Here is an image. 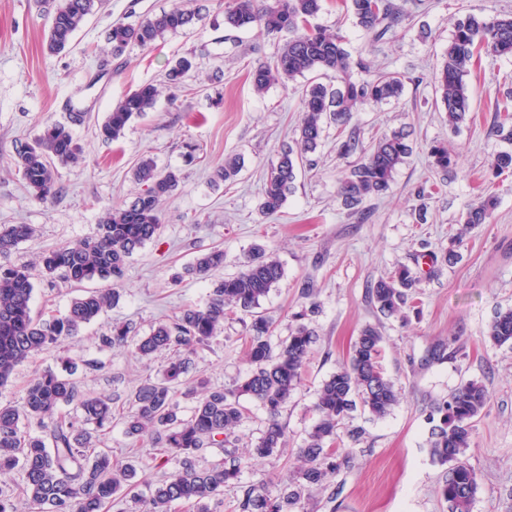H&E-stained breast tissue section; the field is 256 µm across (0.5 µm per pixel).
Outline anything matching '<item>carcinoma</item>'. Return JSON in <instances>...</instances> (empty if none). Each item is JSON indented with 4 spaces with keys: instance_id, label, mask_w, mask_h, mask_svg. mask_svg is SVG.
I'll return each mask as SVG.
<instances>
[{
    "instance_id": "1",
    "label": "carcinoma",
    "mask_w": 512,
    "mask_h": 512,
    "mask_svg": "<svg viewBox=\"0 0 512 512\" xmlns=\"http://www.w3.org/2000/svg\"><path fill=\"white\" fill-rule=\"evenodd\" d=\"M47 5L49 34L46 48L58 54L70 45L86 18L104 6L105 0H41ZM322 0H223L224 26L230 30H255L267 38L283 40L270 62H261L252 71L258 93L273 85L288 83L310 72H318L328 82L311 81L301 92L302 116L295 137L278 151L263 177L258 211L264 216L278 213L295 190L297 170L315 166L313 155L322 143L326 128L334 125L342 136L337 152L363 159L351 166L340 181L338 195L344 205L358 210L364 201L390 189L397 170L412 155L409 134L402 130L384 132L368 146L360 135L347 130L354 114L370 103L399 99L405 77L397 72L374 70L368 60L354 58L335 32L312 24ZM357 25L377 39L384 38L400 18L393 0H350ZM198 13L183 2L136 23L118 22L108 31L112 55L127 47H148L166 32L190 27ZM485 50L496 55H512V16L481 17L468 14L457 20L444 60L434 76L440 101L447 112L448 128L457 130L470 110L465 77L474 57ZM196 68L195 57H180L167 69L164 88L186 89L189 73ZM359 73L364 78H356ZM161 88L153 83L139 86L121 99L99 125L105 142L124 135L132 121L154 108ZM501 113L498 131L512 138V96L495 104ZM67 121L44 126L31 143L15 149L16 165L34 197L47 201L62 193L55 178L56 165L74 164L80 148L72 126L85 120L82 112L66 113ZM434 169L448 175L457 165L448 146H431ZM244 167L238 154L224 159L214 172L216 184L233 181ZM135 180L144 186L129 202L108 210L96 234L75 245L46 250L40 258L41 272L49 279L60 278L74 288L103 280L117 282L130 258L153 240L161 227L160 204L179 187L178 168H158L152 157L138 163ZM496 206V198L486 196L470 205L461 216L465 224H484ZM30 224L0 225V256L5 257L21 242L32 237ZM224 267V250L214 247L195 256L175 273L174 280H208L210 294L205 305L187 307L179 315L151 326L141 336L127 322L116 323L98 336L102 349H122L129 345L142 359L151 360L165 351L172 354L160 376L143 380L128 400L127 410L116 413L117 399L83 393L73 375L77 365L60 374L51 368L32 378L24 388L21 406L0 405V475L19 470L22 493L35 512H109L112 503L137 486L133 463L112 464L97 450L102 438L118 420L126 437L148 440L162 451L166 460L178 464L176 474L160 482L149 497L135 495L141 512H170L171 504L187 502L195 512H211V503L224 495V486L238 480L242 458L227 453V459L201 464L209 448H234L236 431L246 413L243 400L259 403L266 413L263 429L252 455L269 457L288 442V429L281 413L302 383L307 358L317 340L316 331L302 323L305 313L288 338L279 345L271 341L272 323L256 312L261 301L279 287L285 277L283 265L265 247L256 245L241 269L216 278ZM417 278L399 267L370 285L373 307L385 317H403L413 304ZM34 291L32 268L0 263V388L6 386L16 367L54 347L60 340L79 335L107 309L118 304L115 288L88 289L74 298L63 314L42 318L31 308ZM251 317L247 325V360L250 371L231 388L212 387L204 377L188 381L187 375L198 350L210 346L224 334V321L232 315ZM497 345L512 344V309L501 311L487 330ZM382 340L378 329L365 326L357 336L348 358L317 394L313 425L297 449L291 481L280 495L272 497L255 488L242 490L234 508L239 512H297L302 500L336 470L338 430L356 409L373 417L387 415L398 403L395 382L382 366ZM192 400L189 413L181 410L178 397ZM486 387L469 381L438 405L440 424L430 430V455L441 464H451L442 496L450 512H472L478 477L463 456L470 447L473 420L488 402Z\"/></svg>"
}]
</instances>
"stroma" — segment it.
Wrapping results in <instances>:
<instances>
[{
    "instance_id": "1",
    "label": "stroma",
    "mask_w": 512,
    "mask_h": 512,
    "mask_svg": "<svg viewBox=\"0 0 512 512\" xmlns=\"http://www.w3.org/2000/svg\"><path fill=\"white\" fill-rule=\"evenodd\" d=\"M396 2L401 17L380 41L356 25L349 0H322L315 19L344 36L352 57L407 78L400 100L366 106L351 122L364 143L402 129L414 147L389 191L364 202L369 218L362 221L337 194L351 161L338 155L332 127L315 155L316 168L299 172L282 209L272 216L259 213L263 175L282 144L292 140L300 119L302 83L256 93L249 72L272 60L281 43L225 29L218 0H191L199 18L189 30L165 33L146 49L129 47L118 58L106 42L112 25L158 14L173 0H107L87 17L71 48L59 54L45 48L48 21L36 0H0V225L35 227L8 262L29 264L46 249L93 236L107 208L140 191L133 171L143 156L182 172L179 188L161 207L159 235L129 262L118 305L80 336L19 366L0 389V403L21 404L35 374L70 362L80 366L76 379L83 393L127 399L142 380L158 375L167 358L147 363L127 349L102 350L98 336L116 322L131 321L146 331L182 308L204 305L209 282L177 284L172 274L198 250L213 246L224 251V274L236 273L258 243L273 251L285 270L279 288L260 305L273 322V343L287 339L295 314L303 310L319 339L301 386L282 413L287 448L247 460L213 512H232L233 501L248 486L279 494L315 420L318 389L367 325L383 336L382 364L400 400L381 418L354 412L349 425L357 429V439L340 436L338 469L303 500L300 512H448L441 495L448 468L429 454L431 419L435 406L469 381L483 384L490 396L465 452L478 476L472 512H512V346L495 345L486 335L497 311L512 309V173L496 177L491 167L498 152L512 150V141L498 136L494 123L497 97L512 91V56L481 55L465 78L469 118L455 132L436 102L432 81L456 21L469 13L512 14V0ZM187 55L197 63L187 92L175 99L161 95L118 141L98 137V125L117 102L141 84L161 82L169 63ZM65 101L86 115L73 128L82 156L57 168L63 192L43 203L16 169L14 148L39 135L45 123L64 120ZM437 142L454 148L458 168L438 193L421 198L418 187L436 179L428 148ZM188 143L198 148L190 165L182 159ZM232 154L244 157V169L234 183L214 184L216 167ZM487 188L497 196L487 223L461 224L462 213ZM451 249L456 263L432 262V255ZM401 266L419 279L418 307L404 321L379 316L367 294L370 283ZM304 281L312 285L310 294L300 290ZM245 352L244 322L227 320L223 335L199 351L192 373L231 387L249 369ZM87 360L98 361L99 370H83ZM103 449L113 462L139 467L137 490L143 494L177 470L148 442L125 437L118 422Z\"/></svg>"
}]
</instances>
